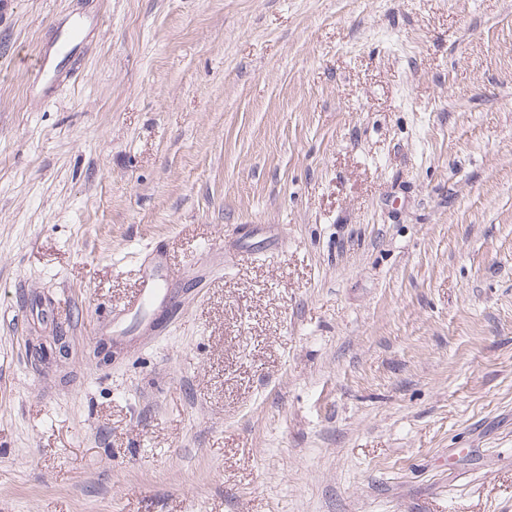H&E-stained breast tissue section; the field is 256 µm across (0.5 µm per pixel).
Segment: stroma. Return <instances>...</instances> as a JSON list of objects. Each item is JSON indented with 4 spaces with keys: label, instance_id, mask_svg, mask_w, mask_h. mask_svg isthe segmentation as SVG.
<instances>
[{
    "label": "stroma",
    "instance_id": "1",
    "mask_svg": "<svg viewBox=\"0 0 512 512\" xmlns=\"http://www.w3.org/2000/svg\"><path fill=\"white\" fill-rule=\"evenodd\" d=\"M0 512H512V0H0ZM163 267L162 261L158 260L153 268L144 269L140 277L141 282L137 296L123 309L122 314L115 315L112 319V324H115L129 316L131 317L130 323L121 332L123 335L112 336L113 340L122 341L128 337L126 335L130 334V331H134L137 327L138 323L133 321L135 316L145 313L153 304H162L168 299V290L159 274Z\"/></svg>",
    "mask_w": 512,
    "mask_h": 512
}]
</instances>
